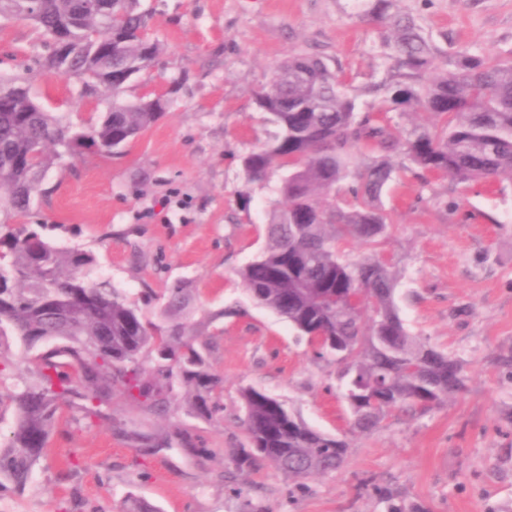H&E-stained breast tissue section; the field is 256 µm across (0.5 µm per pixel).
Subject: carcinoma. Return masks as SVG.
Listing matches in <instances>:
<instances>
[{
    "label": "carcinoma",
    "instance_id": "carcinoma-1",
    "mask_svg": "<svg viewBox=\"0 0 512 512\" xmlns=\"http://www.w3.org/2000/svg\"><path fill=\"white\" fill-rule=\"evenodd\" d=\"M400 0H371L365 15L381 25L386 76L367 85L377 102L361 105L343 73L321 56L279 61L254 92L273 131L240 156L250 182L286 171L281 201L267 225L265 249L236 270L251 298L286 319L314 345L318 359L342 368L351 431L377 429L393 410H427L464 387L457 359L412 335L397 305V280L376 249L388 235L382 196L399 170L459 183L512 177V59L458 51L448 59L424 36ZM0 0V19L27 21L51 52L37 61L80 85L82 98H106L110 111L79 129L47 111L31 85V68L0 79V359L6 336L26 351L11 402L16 420L0 443V488H24L75 398L81 420L105 417L117 387L142 407L161 406L178 382L191 389L192 412L210 419L223 390L180 323L166 331L107 281L96 258L64 248L16 219L30 214L48 170L83 148L112 156L152 127L166 96L121 99L133 77L151 69L161 43L149 37L141 0ZM391 112H424L431 121L399 131ZM354 240L370 255L354 258ZM189 289L168 290L165 312H180ZM153 352L148 371L141 356ZM248 447L231 458L244 472L260 464L302 480L337 470L343 438L312 430L286 404L253 387L240 390Z\"/></svg>",
    "mask_w": 512,
    "mask_h": 512
}]
</instances>
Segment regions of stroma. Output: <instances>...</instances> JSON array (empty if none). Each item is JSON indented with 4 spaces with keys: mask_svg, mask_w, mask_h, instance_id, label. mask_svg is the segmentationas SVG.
<instances>
[{
    "mask_svg": "<svg viewBox=\"0 0 512 512\" xmlns=\"http://www.w3.org/2000/svg\"><path fill=\"white\" fill-rule=\"evenodd\" d=\"M160 62L122 97L168 92L187 74L166 114L123 153L86 152L47 173L26 221L58 246L92 251L95 274L146 319L166 327L167 288L189 282V322L210 370L223 381L220 411L190 412L182 388L166 407L142 412L123 390L111 417L88 427L63 406L59 427L23 491L0 495V512H127L129 497L158 512H512V179L422 183L398 172L383 197L392 216L378 253L396 275V303L411 334L457 358L465 387L445 405L392 411L376 431H349L341 368L315 359L307 337L257 305L236 271L261 253L283 176L248 182L238 159L266 138L252 91L273 63L315 53L352 88L384 77L377 25L361 0H143ZM448 52L512 58V0H401ZM47 49L34 28L0 22V77L23 73ZM50 111L77 126L96 122L103 101L79 99L63 78L34 69ZM170 92V91H169ZM248 194L241 207L240 194ZM279 398L309 427L346 438L331 473L303 481L268 466L237 473L230 455L247 443L239 392ZM187 429L210 456L178 441L144 451L121 430Z\"/></svg>",
    "mask_w": 512,
    "mask_h": 512,
    "instance_id": "35a3bbf8",
    "label": "stroma"
}]
</instances>
